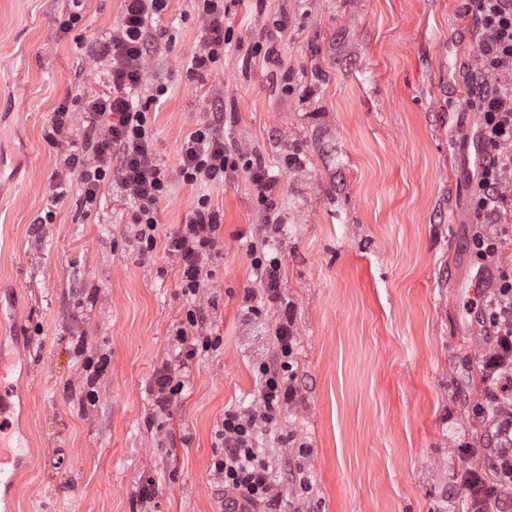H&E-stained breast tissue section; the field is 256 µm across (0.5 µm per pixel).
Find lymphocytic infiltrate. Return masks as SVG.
Listing matches in <instances>:
<instances>
[{"mask_svg":"<svg viewBox=\"0 0 512 512\" xmlns=\"http://www.w3.org/2000/svg\"><path fill=\"white\" fill-rule=\"evenodd\" d=\"M205 24L200 36L201 50L192 60L201 70L217 62L229 34L224 29V0H202ZM168 7V0H124L119 27L106 39L91 45L94 55L109 59L114 92L87 100L84 109L95 116L90 132L71 143L67 163L77 173L82 204L96 207L108 181H117L133 199L132 219L141 253L157 246L158 206L165 196L169 176L158 164L153 149L146 108L137 106L133 93L142 84L145 64L163 31L154 22ZM479 36L478 63L468 73L470 110L478 123L471 142L480 155L473 176V209L479 225L471 238L476 255L484 261L495 258L502 237L488 230L487 222L498 220L507 201L504 182L512 172V0H466ZM244 170L250 176L256 199L264 209H272L274 182L260 159L228 148L224 142L222 105H214L209 120L187 136L181 146L177 174L188 184H223L228 173ZM220 226L210 200L200 197L193 217L169 236L166 250L179 262L180 286L185 295H198L204 285L206 265L216 252ZM280 231L275 223L262 226L248 254L251 266L271 304H282L276 323L273 355L260 363L261 389L258 409L228 410L217 431L223 449L213 462L215 473L224 480L228 507L255 512L265 508L275 512L278 495L270 464L256 443L261 426L272 424L282 405L293 402L295 321L291 306L283 305L280 293L282 263L268 255L266 248ZM491 344L481 357L488 391L512 393V379L501 376L512 364V271L499 270L492 295L477 311ZM512 419L497 424L490 440L493 448L486 467L468 469L463 476L469 512H485L487 501L500 504L512 493Z\"/></svg>","mask_w":512,"mask_h":512,"instance_id":"obj_1","label":"lymphocytic infiltrate"}]
</instances>
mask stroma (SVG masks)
<instances>
[{
  "instance_id": "35a3bbf8",
  "label": "stroma",
  "mask_w": 512,
  "mask_h": 512,
  "mask_svg": "<svg viewBox=\"0 0 512 512\" xmlns=\"http://www.w3.org/2000/svg\"><path fill=\"white\" fill-rule=\"evenodd\" d=\"M463 5L224 0L229 42L196 73L202 4L169 0L156 21L168 37L135 93L171 175L160 245L144 255L121 186L86 209L66 163L93 121L83 101L112 92L109 61L85 45L119 26L122 0H82L83 23L66 35L57 18L70 0H0V349L17 358L9 435L25 442L0 512H224L215 433L226 410L256 407L278 310L245 302L261 290L247 246L266 222L248 174L216 186L175 174L217 101L227 143L276 179L281 230L268 250L294 306L299 400L258 444L280 512H465L466 451L487 442L471 406L487 340L471 309L498 269L512 270V179L509 232L487 264L470 246L464 137L478 115L464 73L478 43ZM62 104L71 114L56 134ZM295 155L302 167L287 166ZM205 195L220 242L191 298L162 243ZM191 309L219 346L189 360L176 331ZM89 357L102 370L86 369ZM165 368L186 387L162 411Z\"/></svg>"
}]
</instances>
